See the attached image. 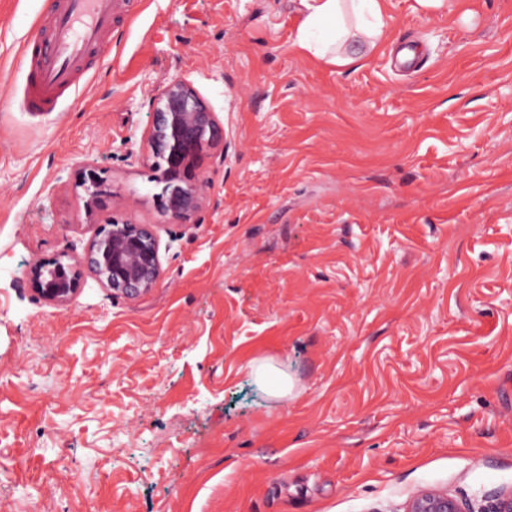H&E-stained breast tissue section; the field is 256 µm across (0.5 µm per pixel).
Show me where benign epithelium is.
Returning <instances> with one entry per match:
<instances>
[{
    "mask_svg": "<svg viewBox=\"0 0 512 512\" xmlns=\"http://www.w3.org/2000/svg\"><path fill=\"white\" fill-rule=\"evenodd\" d=\"M224 140L215 113L189 85L175 80L155 97L152 124L147 133L154 170L166 182L157 194L160 212L170 223H183L199 208L211 187L208 178L194 173V163L206 148ZM88 208L112 196L98 171L88 169L80 181ZM159 240L149 224L111 220L85 246L81 257L66 262L35 261L31 280L44 298L59 303L77 292L84 272L114 296L136 300L149 293L160 278ZM407 512H468L448 493L424 488L411 500Z\"/></svg>",
    "mask_w": 512,
    "mask_h": 512,
    "instance_id": "obj_1",
    "label": "benign epithelium"
}]
</instances>
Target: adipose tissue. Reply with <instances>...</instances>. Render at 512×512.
I'll use <instances>...</instances> for the list:
<instances>
[{
    "label": "adipose tissue",
    "mask_w": 512,
    "mask_h": 512,
    "mask_svg": "<svg viewBox=\"0 0 512 512\" xmlns=\"http://www.w3.org/2000/svg\"><path fill=\"white\" fill-rule=\"evenodd\" d=\"M293 44L332 65L372 54L383 36L382 0H298Z\"/></svg>",
    "instance_id": "ef3b65f1"
}]
</instances>
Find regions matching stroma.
Masks as SVG:
<instances>
[{
  "instance_id": "1",
  "label": "stroma",
  "mask_w": 512,
  "mask_h": 512,
  "mask_svg": "<svg viewBox=\"0 0 512 512\" xmlns=\"http://www.w3.org/2000/svg\"><path fill=\"white\" fill-rule=\"evenodd\" d=\"M50 0H0V83ZM297 0H140L57 111L0 96V512H403L512 489V0H385L364 61L293 44ZM424 51L398 71L395 43ZM188 83L224 128L164 222L146 139ZM112 186L88 211L82 170ZM153 225L136 300L64 304L34 261ZM268 360L295 388L277 398ZM407 512H472L448 492L424 488L411 500Z\"/></svg>"
}]
</instances>
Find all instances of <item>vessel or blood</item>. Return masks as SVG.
I'll list each match as a JSON object with an SVG mask.
<instances>
[{
	"mask_svg": "<svg viewBox=\"0 0 512 512\" xmlns=\"http://www.w3.org/2000/svg\"><path fill=\"white\" fill-rule=\"evenodd\" d=\"M125 0H52L23 52L27 71L21 104L26 111H55L87 72L86 62L125 12Z\"/></svg>",
	"mask_w": 512,
	"mask_h": 512,
	"instance_id": "obj_1",
	"label": "vessel or blood"
}]
</instances>
